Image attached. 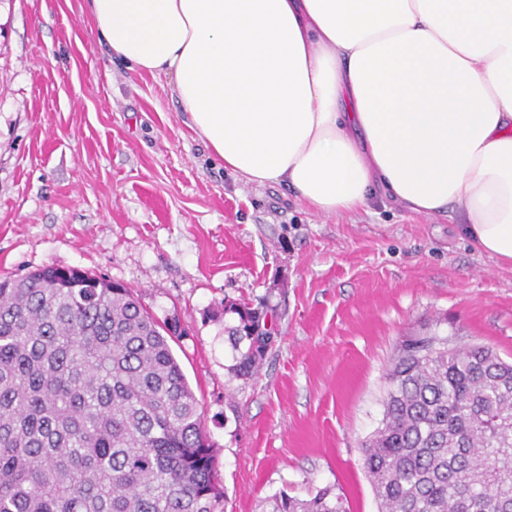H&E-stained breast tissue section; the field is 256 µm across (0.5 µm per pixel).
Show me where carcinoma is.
<instances>
[{
	"instance_id": "1",
	"label": "carcinoma",
	"mask_w": 512,
	"mask_h": 512,
	"mask_svg": "<svg viewBox=\"0 0 512 512\" xmlns=\"http://www.w3.org/2000/svg\"><path fill=\"white\" fill-rule=\"evenodd\" d=\"M51 265L0 281V512H220L201 403L134 292ZM262 300L224 301L239 379L278 341ZM363 442L380 512H512V364L482 345L406 337ZM268 512H347L333 486Z\"/></svg>"
}]
</instances>
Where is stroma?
<instances>
[{
    "instance_id": "35a3bbf8",
    "label": "stroma",
    "mask_w": 512,
    "mask_h": 512,
    "mask_svg": "<svg viewBox=\"0 0 512 512\" xmlns=\"http://www.w3.org/2000/svg\"><path fill=\"white\" fill-rule=\"evenodd\" d=\"M45 265L132 288L187 331L173 352L216 449L224 512L334 486L378 512L361 443L414 332L512 362V267L448 213L388 200L322 215L213 161L170 78L113 58L85 0H0V278ZM266 299L280 337L227 370L225 300Z\"/></svg>"
}]
</instances>
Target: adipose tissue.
I'll return each instance as SVG.
<instances>
[{
    "label": "adipose tissue",
    "instance_id": "obj_1",
    "mask_svg": "<svg viewBox=\"0 0 512 512\" xmlns=\"http://www.w3.org/2000/svg\"><path fill=\"white\" fill-rule=\"evenodd\" d=\"M224 167L311 209L457 211L512 266V0H86Z\"/></svg>",
    "mask_w": 512,
    "mask_h": 512
}]
</instances>
